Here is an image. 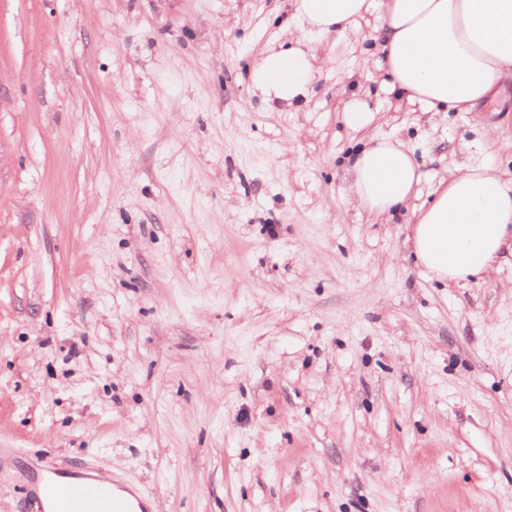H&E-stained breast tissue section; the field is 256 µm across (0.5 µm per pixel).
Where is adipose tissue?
<instances>
[{
	"instance_id": "obj_1",
	"label": "adipose tissue",
	"mask_w": 512,
	"mask_h": 512,
	"mask_svg": "<svg viewBox=\"0 0 512 512\" xmlns=\"http://www.w3.org/2000/svg\"><path fill=\"white\" fill-rule=\"evenodd\" d=\"M294 47L262 55L251 82L265 99L293 103L314 77L308 34H343L380 12V57L389 91L426 112H467L497 98L512 78V0H293ZM358 204L392 217L417 193L419 167L406 145L373 137L350 161ZM407 241L438 279L467 280L512 253V184L477 163L440 181L434 202L420 209Z\"/></svg>"
}]
</instances>
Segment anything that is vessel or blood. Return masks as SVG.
I'll list each match as a JSON object with an SVG mask.
<instances>
[{"mask_svg": "<svg viewBox=\"0 0 512 512\" xmlns=\"http://www.w3.org/2000/svg\"><path fill=\"white\" fill-rule=\"evenodd\" d=\"M35 492L53 503L54 512H137L131 499L118 495L104 484L46 481L36 484Z\"/></svg>", "mask_w": 512, "mask_h": 512, "instance_id": "1", "label": "vessel or blood"}]
</instances>
